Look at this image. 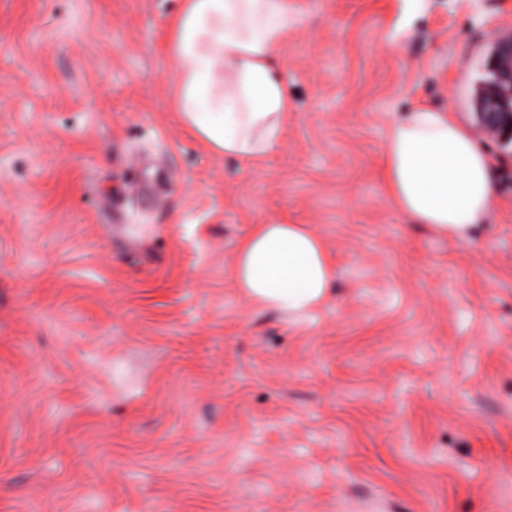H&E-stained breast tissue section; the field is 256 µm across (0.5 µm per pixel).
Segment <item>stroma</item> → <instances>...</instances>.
Wrapping results in <instances>:
<instances>
[{
  "mask_svg": "<svg viewBox=\"0 0 512 512\" xmlns=\"http://www.w3.org/2000/svg\"><path fill=\"white\" fill-rule=\"evenodd\" d=\"M257 161L173 107L182 0H0V512H512V144L477 97L512 0H292ZM416 102L498 162L468 241L410 223ZM336 263L301 316L234 286L251 225Z\"/></svg>",
  "mask_w": 512,
  "mask_h": 512,
  "instance_id": "1",
  "label": "stroma"
}]
</instances>
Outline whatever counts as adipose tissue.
Instances as JSON below:
<instances>
[{
	"instance_id": "obj_1",
	"label": "adipose tissue",
	"mask_w": 512,
	"mask_h": 512,
	"mask_svg": "<svg viewBox=\"0 0 512 512\" xmlns=\"http://www.w3.org/2000/svg\"><path fill=\"white\" fill-rule=\"evenodd\" d=\"M293 23L288 0H183L169 28L173 103L205 149L248 160L277 145L293 104L275 60ZM382 177L411 223L462 241L497 197L486 150L452 114L423 104L395 120ZM334 276L323 239L308 225L254 224L238 242L233 278L256 307L309 313Z\"/></svg>"
}]
</instances>
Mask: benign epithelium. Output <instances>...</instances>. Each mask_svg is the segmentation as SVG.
Here are the masks:
<instances>
[{
  "mask_svg": "<svg viewBox=\"0 0 512 512\" xmlns=\"http://www.w3.org/2000/svg\"><path fill=\"white\" fill-rule=\"evenodd\" d=\"M477 109L484 130L512 142V36L494 44L481 82Z\"/></svg>",
  "mask_w": 512,
  "mask_h": 512,
  "instance_id": "1",
  "label": "benign epithelium"
}]
</instances>
